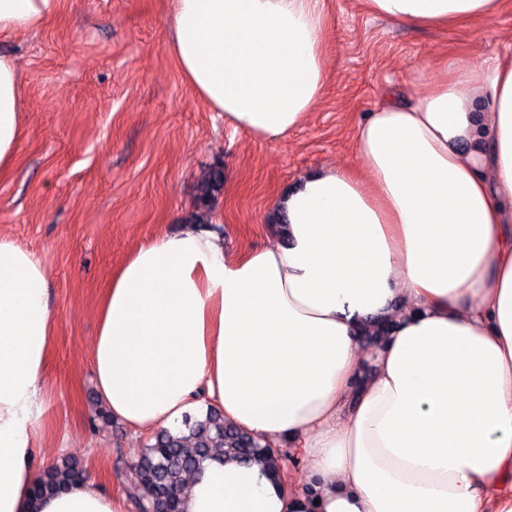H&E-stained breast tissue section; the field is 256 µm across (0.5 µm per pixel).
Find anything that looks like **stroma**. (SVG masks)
<instances>
[{
  "instance_id": "35a3bbf8",
  "label": "stroma",
  "mask_w": 512,
  "mask_h": 512,
  "mask_svg": "<svg viewBox=\"0 0 512 512\" xmlns=\"http://www.w3.org/2000/svg\"><path fill=\"white\" fill-rule=\"evenodd\" d=\"M170 0H63L33 35L0 40L26 77L25 131L0 174V235L45 261L55 336L44 379L36 463H80L106 491L134 496L127 473L147 434L108 418L90 347L96 302L139 246L177 232L195 211L201 174L224 164L207 227L236 252L272 242L273 198L303 174L355 161L354 135L387 96L410 98L417 71L444 55L471 66L512 48V0L493 26L394 24L365 0H324L325 85L285 142L225 124L166 50Z\"/></svg>"
}]
</instances>
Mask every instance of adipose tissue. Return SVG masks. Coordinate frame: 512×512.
<instances>
[{
	"label": "adipose tissue",
	"mask_w": 512,
	"mask_h": 512,
	"mask_svg": "<svg viewBox=\"0 0 512 512\" xmlns=\"http://www.w3.org/2000/svg\"><path fill=\"white\" fill-rule=\"evenodd\" d=\"M62 0H0V38ZM407 26L494 22L499 0H367ZM166 47L235 130L283 142L325 81L322 0H170ZM25 128L0 54V172ZM357 163L274 198L287 242L237 253L190 225L138 248L96 307L91 366L143 431L223 410L302 456V485L212 461L184 512H512V53L446 57L358 124ZM394 327L362 340L374 320ZM54 317L43 260L0 235V512H126L88 480L34 497Z\"/></svg>",
	"instance_id": "ef3b65f1"
}]
</instances>
